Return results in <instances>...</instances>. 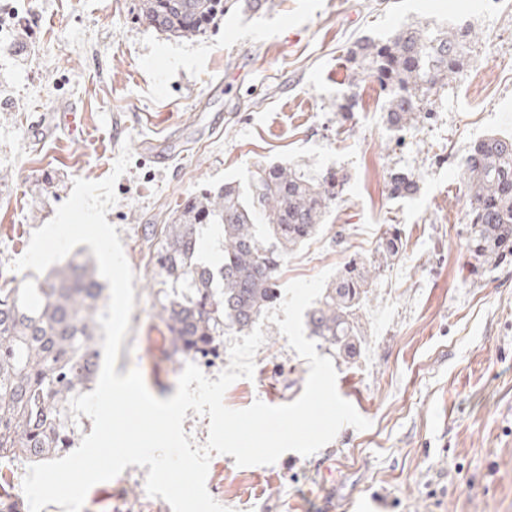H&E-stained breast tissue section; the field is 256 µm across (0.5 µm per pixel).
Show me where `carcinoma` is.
Wrapping results in <instances>:
<instances>
[{
    "mask_svg": "<svg viewBox=\"0 0 512 512\" xmlns=\"http://www.w3.org/2000/svg\"><path fill=\"white\" fill-rule=\"evenodd\" d=\"M240 0H138V18L177 38L207 33ZM469 27L428 24L397 30L388 39H360L348 49L350 86L374 77L390 126L397 132L431 113V97L465 65ZM469 187L466 252L476 263H512V136L473 144L461 163ZM345 176L315 177L297 165L257 168L247 183L185 199L162 224L148 227L164 287L156 316L170 335V357L211 363L224 331L243 332L277 300L279 272L288 255L324 228L336 186ZM418 189L411 173L390 175L388 193L405 198ZM218 224L223 264L197 261L202 229ZM402 248L400 236L381 239L376 256L347 262L306 312L309 335L345 359L355 357L358 312L374 281ZM107 297L90 258L65 257L42 278L0 288V463L32 465L72 447L81 418L69 403L91 390L100 371L98 316Z\"/></svg>",
    "mask_w": 512,
    "mask_h": 512,
    "instance_id": "carcinoma-1",
    "label": "carcinoma"
}]
</instances>
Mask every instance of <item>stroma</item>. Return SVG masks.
Wrapping results in <instances>:
<instances>
[{
    "instance_id": "obj_1",
    "label": "stroma",
    "mask_w": 512,
    "mask_h": 512,
    "mask_svg": "<svg viewBox=\"0 0 512 512\" xmlns=\"http://www.w3.org/2000/svg\"><path fill=\"white\" fill-rule=\"evenodd\" d=\"M459 22L473 29L467 65L431 119L395 132L377 84H352L348 48ZM350 89L359 106L346 120L338 104ZM64 107L81 113L82 133L60 121ZM499 132L512 133V0H274L191 39L140 21L137 0H0V271L74 179L107 178L130 145L106 215L135 274L116 371L138 368L167 399L185 364L155 316L148 225L261 165L336 170L344 189L280 282L372 256L397 227L404 252L369 290L360 352L333 359L338 393L370 426L271 465L212 455L208 492L231 512H512V266L471 276L461 176L470 147ZM393 172L413 173L416 195L390 197ZM262 330L253 379L224 395L230 408L303 392L307 362L276 324ZM148 472L130 465L94 485L82 512H172L147 495Z\"/></svg>"
}]
</instances>
